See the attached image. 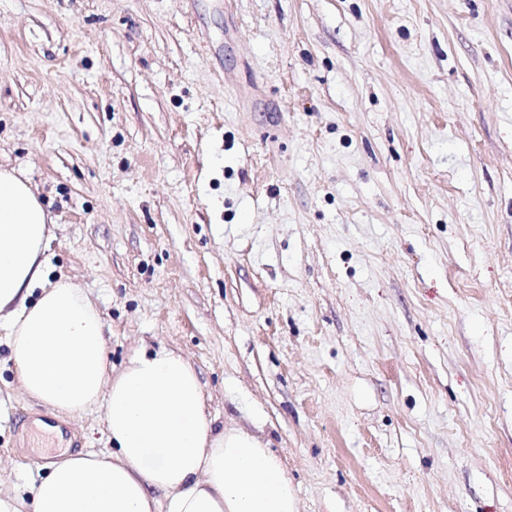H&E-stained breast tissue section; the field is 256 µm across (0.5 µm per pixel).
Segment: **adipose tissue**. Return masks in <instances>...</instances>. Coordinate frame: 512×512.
I'll return each mask as SVG.
<instances>
[{"mask_svg": "<svg viewBox=\"0 0 512 512\" xmlns=\"http://www.w3.org/2000/svg\"><path fill=\"white\" fill-rule=\"evenodd\" d=\"M49 222L28 181L0 168V319L11 359L25 394L60 414L104 406L114 449L53 464L30 491L31 512H299L266 443L213 428L182 355L142 351L108 373L98 309L48 278Z\"/></svg>", "mask_w": 512, "mask_h": 512, "instance_id": "obj_1", "label": "adipose tissue"}]
</instances>
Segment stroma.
<instances>
[{
    "label": "stroma",
    "mask_w": 512,
    "mask_h": 512,
    "mask_svg": "<svg viewBox=\"0 0 512 512\" xmlns=\"http://www.w3.org/2000/svg\"><path fill=\"white\" fill-rule=\"evenodd\" d=\"M0 165L299 512H512V0H0ZM45 411L1 325V493Z\"/></svg>",
    "instance_id": "stroma-1"
}]
</instances>
